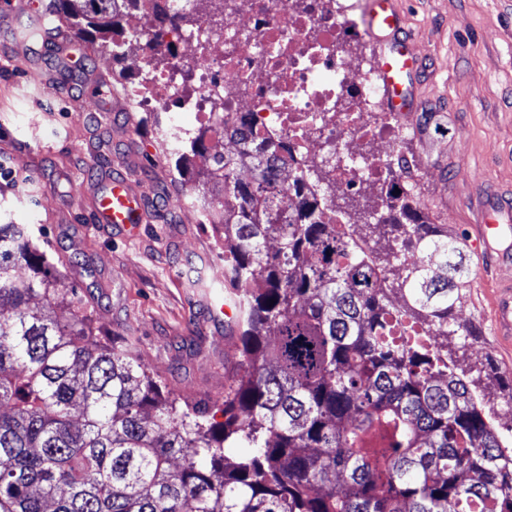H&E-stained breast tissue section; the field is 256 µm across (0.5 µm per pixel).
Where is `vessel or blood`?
<instances>
[{
	"label": "vessel or blood",
	"mask_w": 512,
	"mask_h": 512,
	"mask_svg": "<svg viewBox=\"0 0 512 512\" xmlns=\"http://www.w3.org/2000/svg\"><path fill=\"white\" fill-rule=\"evenodd\" d=\"M23 14L21 0H0V24L6 26L12 38V49L24 54L27 44L19 36ZM364 33L375 51L371 61L372 72L383 91L382 104L386 112L400 118L416 112L420 106L414 93L420 70V60L414 43L406 32L398 0H366ZM88 53L81 41L54 30L46 35L42 49L45 54L70 58L72 49ZM91 213L95 223L112 224L137 232L143 221L145 198L138 188L121 174L102 171L90 191ZM498 220L483 224L472 245L485 254H497L499 267L512 265V251L496 250L501 239L512 236V209L494 206ZM497 324L496 346L512 350V280L507 279L497 291L495 307Z\"/></svg>",
	"instance_id": "obj_1"
}]
</instances>
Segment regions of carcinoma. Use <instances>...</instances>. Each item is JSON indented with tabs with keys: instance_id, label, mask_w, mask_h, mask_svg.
I'll return each instance as SVG.
<instances>
[{
	"instance_id": "carcinoma-1",
	"label": "carcinoma",
	"mask_w": 512,
	"mask_h": 512,
	"mask_svg": "<svg viewBox=\"0 0 512 512\" xmlns=\"http://www.w3.org/2000/svg\"><path fill=\"white\" fill-rule=\"evenodd\" d=\"M128 2L52 9L90 38ZM210 121L242 143L182 141L223 193L198 197L239 306L223 420L101 341L29 225L0 223V512H512V440L445 350L472 337L457 239L404 181L388 205L350 198L355 230L314 162L244 118ZM286 163L308 196L289 197ZM365 228L393 239L386 261Z\"/></svg>"
}]
</instances>
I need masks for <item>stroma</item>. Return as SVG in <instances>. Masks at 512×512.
I'll return each instance as SVG.
<instances>
[{"instance_id": "1", "label": "stroma", "mask_w": 512, "mask_h": 512, "mask_svg": "<svg viewBox=\"0 0 512 512\" xmlns=\"http://www.w3.org/2000/svg\"><path fill=\"white\" fill-rule=\"evenodd\" d=\"M404 25L425 60L415 88L420 110L397 145L432 223L470 233L484 204L512 193V0H400ZM111 31L81 70L124 90L136 78L113 56ZM49 56L0 59V221L32 225L62 274L60 289H86L103 340L136 343L141 365L177 395L223 398L239 356L228 326L212 323L202 300L224 284L222 234L202 222L191 199L200 161L168 134L165 112H88ZM117 166L152 202L137 234L92 223L81 189L94 171ZM79 253L81 263L68 262ZM484 268L479 288H463L454 315L474 333L449 338L448 354L470 372L494 425L512 430L502 377L512 353L494 348V259L467 252ZM199 278L203 287H190Z\"/></svg>"}]
</instances>
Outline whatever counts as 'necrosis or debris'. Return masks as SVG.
<instances>
[{"label":"necrosis or debris","instance_id":"1","mask_svg":"<svg viewBox=\"0 0 512 512\" xmlns=\"http://www.w3.org/2000/svg\"><path fill=\"white\" fill-rule=\"evenodd\" d=\"M161 8L191 15L193 29L153 27ZM351 10L346 0H130L114 52L139 72L126 89L135 108L176 102L171 134L182 112L245 113L306 159L333 145L339 191L385 194L382 160L398 131L370 119L381 90L351 50Z\"/></svg>","mask_w":512,"mask_h":512}]
</instances>
